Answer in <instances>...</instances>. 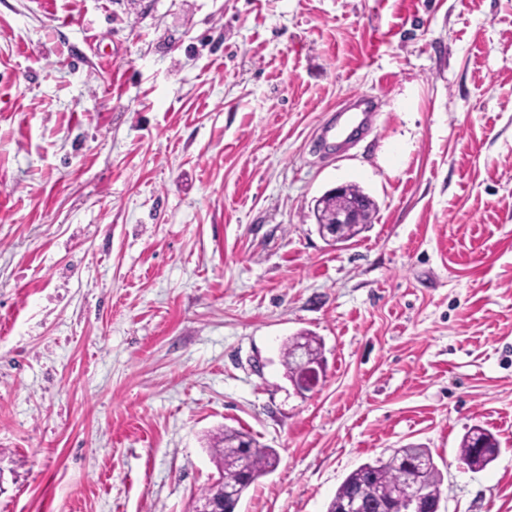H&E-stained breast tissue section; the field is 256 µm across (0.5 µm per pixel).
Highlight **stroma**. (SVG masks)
<instances>
[{"label":"stroma","instance_id":"1","mask_svg":"<svg viewBox=\"0 0 512 512\" xmlns=\"http://www.w3.org/2000/svg\"><path fill=\"white\" fill-rule=\"evenodd\" d=\"M227 427L279 454L237 512L407 445L512 512V0H0V512H191ZM360 111V112H354ZM336 122L322 130L325 141L336 143L350 138L355 132L363 131L373 122L374 114L364 102H360L354 108H342L337 111ZM344 186L336 187L332 190L331 195H336V207L334 210V217L330 226L326 228L324 225L320 228V235L328 242L343 241L341 227L345 224L347 227L344 229V241L353 238L362 228L360 205L355 203L350 197L344 195ZM327 195L326 198L331 196ZM298 347H305L309 361H322L321 347L313 336L300 335L290 338L284 351V362L291 380L295 375L294 352ZM311 362L303 360L299 364L294 380L299 390H311L320 382L322 366ZM499 441L488 430L475 426L462 438L460 457L474 470H483L498 456Z\"/></svg>","mask_w":512,"mask_h":512}]
</instances>
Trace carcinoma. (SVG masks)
<instances>
[{
	"instance_id": "obj_1",
	"label": "carcinoma",
	"mask_w": 512,
	"mask_h": 512,
	"mask_svg": "<svg viewBox=\"0 0 512 512\" xmlns=\"http://www.w3.org/2000/svg\"><path fill=\"white\" fill-rule=\"evenodd\" d=\"M306 349L311 362L322 361L321 347L312 336H294L288 340L284 362L289 377L295 375L294 352ZM253 439L235 429L226 428L212 438L210 453L220 477L203 491L215 499L224 496V486L232 484L243 494L260 476L274 470L279 455L273 448L249 451ZM500 451L499 441L488 430L475 426L462 438L460 457L470 468L482 470L493 462ZM443 477L429 449L415 446L395 448L388 457H379L361 464L350 472L336 490L327 512H337L342 502L352 495H359L365 502V512H379L389 501L409 496L416 487L426 490L429 497L441 495Z\"/></svg>"
}]
</instances>
